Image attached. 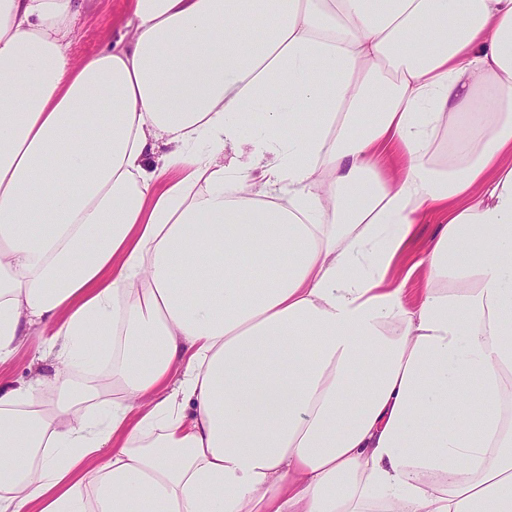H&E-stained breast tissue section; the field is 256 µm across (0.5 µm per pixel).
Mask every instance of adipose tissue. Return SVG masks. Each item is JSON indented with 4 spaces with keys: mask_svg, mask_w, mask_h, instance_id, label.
Returning <instances> with one entry per match:
<instances>
[{
    "mask_svg": "<svg viewBox=\"0 0 512 512\" xmlns=\"http://www.w3.org/2000/svg\"><path fill=\"white\" fill-rule=\"evenodd\" d=\"M129 10L0 0V512H512V0ZM128 0H84L72 38V54L83 59L116 42L126 31ZM438 228L439 217L434 214H426L421 224L416 225L415 235L404 249L395 266L393 273L395 283L400 284L410 266L428 250ZM36 369L37 366L32 364L31 350L22 348L10 360L0 364V384L27 382Z\"/></svg>",
    "mask_w": 512,
    "mask_h": 512,
    "instance_id": "obj_1",
    "label": "adipose tissue"
}]
</instances>
